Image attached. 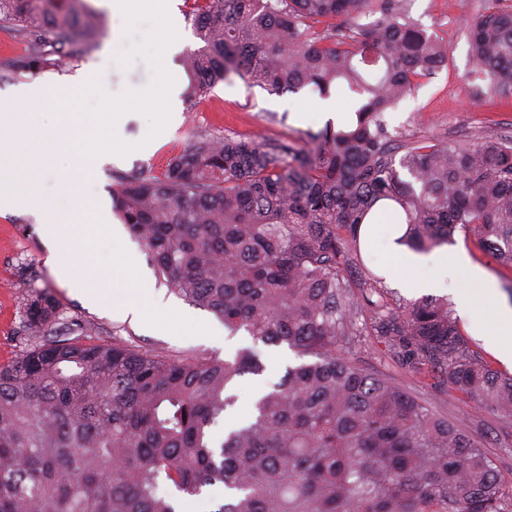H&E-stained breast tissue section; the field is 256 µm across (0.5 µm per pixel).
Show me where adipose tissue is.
<instances>
[{"label": "adipose tissue", "mask_w": 512, "mask_h": 512, "mask_svg": "<svg viewBox=\"0 0 512 512\" xmlns=\"http://www.w3.org/2000/svg\"><path fill=\"white\" fill-rule=\"evenodd\" d=\"M405 232L404 225L389 224L379 220L373 224L362 225L360 246L378 257V265L384 279L390 280L395 287L409 293L425 294L432 292L436 281L429 272L431 263L462 266L467 270L468 278L460 295L464 313H471L474 306L488 299L486 284L487 272L472 265L466 253L459 249H440L436 255L429 256L416 252L401 240ZM477 335L483 336L507 365L512 364V308L502 307L497 312L494 327H486L480 321H473Z\"/></svg>", "instance_id": "1"}]
</instances>
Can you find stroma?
<instances>
[{
	"label": "stroma",
	"mask_w": 512,
	"mask_h": 512,
	"mask_svg": "<svg viewBox=\"0 0 512 512\" xmlns=\"http://www.w3.org/2000/svg\"><path fill=\"white\" fill-rule=\"evenodd\" d=\"M489 4L490 0H408L411 17L442 44L446 64L432 77L422 79L411 95L386 112L390 130L401 132L408 139L431 138L442 142L512 137V103L488 91L475 93L471 83L477 66L467 28ZM105 44L101 38L92 48L77 51L63 69L19 75L14 71V64L31 53L32 45L20 34L0 29V96L12 97L34 82L67 91L78 84L84 72L92 69L102 71L110 95L149 87L153 80L149 61L138 58L127 65L118 60L108 61L104 55ZM169 72L179 91L177 119L154 136L149 133L147 117L137 111L127 112L116 125L117 137L131 144L132 149L94 176L92 191L104 207L112 205V188L118 177L134 172L162 176L168 159L186 148L194 134L220 135L229 131L244 136L260 134L268 139L298 140L307 131L322 127L320 121L310 116L319 101L318 95L310 92L271 95L236 78L219 83L206 96L191 100L186 95L189 82L179 60H172ZM110 221L120 229L117 244L133 257L144 292L163 293L173 309L207 325L208 333L180 336L163 328L156 330L134 323L119 301L107 299L96 307L85 305L80 298L85 280H62L53 267L52 246L44 236L40 216L14 210L0 214V363L14 360L26 346L21 333L23 307L34 289L51 294L64 317L83 321L100 338L107 341L120 338L144 351L189 350L221 358L251 346L249 337L229 334L213 313L184 301L160 284L145 247L123 228L118 215H111ZM454 245L492 277L491 298L476 315L486 324H493L498 307L512 303V296L504 289L512 281V269L480 250L473 238L463 233H456ZM260 352L263 372L243 376L236 390L238 400L234 412L240 418L251 414L255 395L278 383L287 367L296 362L294 354L284 345L264 346ZM355 358L366 372L393 377L438 414L465 422L484 442L500 479L512 485V425L504 423L496 414L468 408L450 392L439 371L416 373L400 367L387 356L384 346L374 340L363 341Z\"/></svg>",
	"instance_id": "35a3bbf8"
}]
</instances>
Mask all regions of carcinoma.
Instances as JSON below:
<instances>
[{
    "label": "carcinoma",
    "mask_w": 512,
    "mask_h": 512,
    "mask_svg": "<svg viewBox=\"0 0 512 512\" xmlns=\"http://www.w3.org/2000/svg\"><path fill=\"white\" fill-rule=\"evenodd\" d=\"M496 2L468 35L507 100L512 10ZM191 17V96L234 76L277 95L309 87L350 97L354 122L300 142L198 134L163 177L121 179L113 207L177 294L299 363L219 441L238 380L263 371L256 351L156 355L81 325L61 337L58 302L33 290L29 343L0 364V512H186L206 495L212 512H512V486L466 425L345 356L373 338L512 421V374L470 349L448 300L394 305L359 245L361 225L395 204L411 248L461 229L512 266V139L389 130L385 112L445 59L407 0H192ZM1 26L63 57L102 32L86 0H0ZM59 62L38 50L17 70Z\"/></svg>",
    "instance_id": "1"
}]
</instances>
